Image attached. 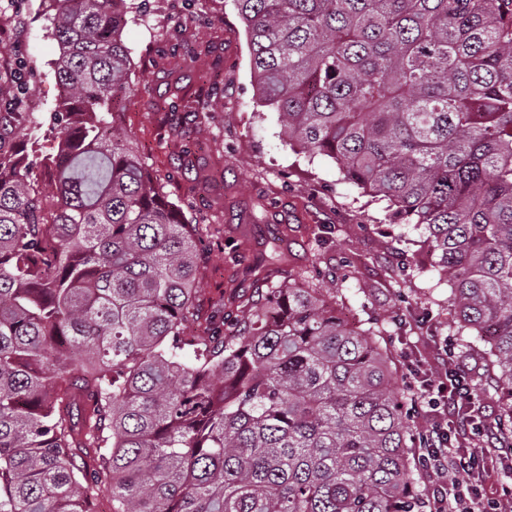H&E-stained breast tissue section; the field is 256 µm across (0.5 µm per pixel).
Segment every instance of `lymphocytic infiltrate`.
I'll use <instances>...</instances> for the list:
<instances>
[{
	"instance_id": "1",
	"label": "lymphocytic infiltrate",
	"mask_w": 512,
	"mask_h": 512,
	"mask_svg": "<svg viewBox=\"0 0 512 512\" xmlns=\"http://www.w3.org/2000/svg\"><path fill=\"white\" fill-rule=\"evenodd\" d=\"M411 387L427 420L415 450L419 470L432 480L423 512H512L511 490L492 497L479 484L490 461L512 472V453L496 448L477 453L452 444L453 432L475 436L482 431L460 415L474 401L467 378L457 370L418 373Z\"/></svg>"
}]
</instances>
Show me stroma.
<instances>
[{
	"label": "stroma",
	"instance_id": "35a3bbf8",
	"mask_svg": "<svg viewBox=\"0 0 512 512\" xmlns=\"http://www.w3.org/2000/svg\"><path fill=\"white\" fill-rule=\"evenodd\" d=\"M122 40L131 53L134 96L114 121L162 179L168 199L202 241L196 268L197 305L208 316L237 300L260 305L268 288L296 283L321 289L355 326L376 323L391 352L395 390L406 389L410 366L434 371L437 347L471 379H482L475 405L494 422L500 392L482 360L464 353L450 287L415 264L421 233L392 220L388 203L343 181L336 162L310 157L283 141L278 112L255 96L245 28L233 0H135ZM41 0H0V71L26 65V111L41 126L29 154L54 153L55 112L62 91L55 77L60 47ZM184 104L172 105L174 87ZM208 112H191L195 99ZM280 240L282 264L256 258Z\"/></svg>",
	"mask_w": 512,
	"mask_h": 512
}]
</instances>
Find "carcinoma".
Masks as SVG:
<instances>
[{
	"label": "carcinoma",
	"instance_id": "carcinoma-1",
	"mask_svg": "<svg viewBox=\"0 0 512 512\" xmlns=\"http://www.w3.org/2000/svg\"><path fill=\"white\" fill-rule=\"evenodd\" d=\"M52 2L48 180L0 120V512H94L102 485L110 512H420L413 398L378 334L291 284L187 334L195 229L109 121L137 91L133 6ZM234 2L288 146L423 230L512 448V0Z\"/></svg>",
	"mask_w": 512,
	"mask_h": 512
}]
</instances>
